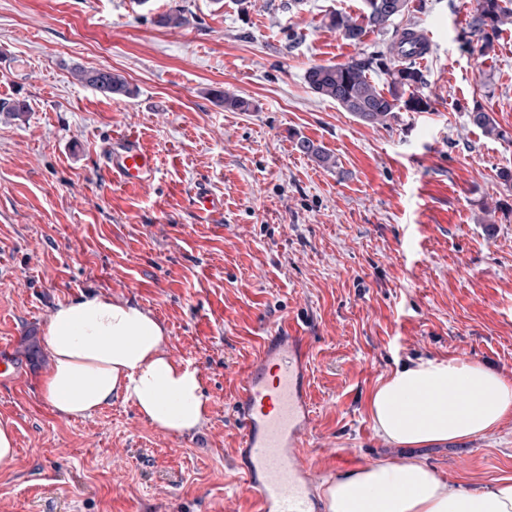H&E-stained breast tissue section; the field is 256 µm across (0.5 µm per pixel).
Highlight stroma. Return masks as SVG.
<instances>
[{
  "label": "stroma",
  "instance_id": "stroma-1",
  "mask_svg": "<svg viewBox=\"0 0 512 512\" xmlns=\"http://www.w3.org/2000/svg\"><path fill=\"white\" fill-rule=\"evenodd\" d=\"M476 0H409L437 45L420 65L430 107L388 126L308 87L315 64L384 50L329 24L362 0H0V342L23 379L0 386L16 456L0 512H248L233 468V404L265 336L310 347L313 468L329 476L401 449L376 434L370 398L417 359L479 361L512 379V26L489 53L458 34ZM184 10L188 25L159 26ZM109 68L110 98L74 79ZM222 90L249 98L224 109ZM480 104L505 136L485 137ZM134 134L159 169L139 192L106 181L104 142ZM306 137L336 158L300 153ZM205 187L220 213L192 204ZM96 293L149 310L166 350L197 369L207 420L174 435L129 402L59 416L41 387V337L58 304ZM454 483L512 477V415L491 433L413 451ZM74 76L80 83L90 86L109 97H129L134 93L126 78L121 74L112 72L110 69L85 70L76 68Z\"/></svg>",
  "mask_w": 512,
  "mask_h": 512
}]
</instances>
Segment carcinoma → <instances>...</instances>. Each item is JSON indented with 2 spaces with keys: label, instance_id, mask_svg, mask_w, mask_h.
Wrapping results in <instances>:
<instances>
[{
  "label": "carcinoma",
  "instance_id": "1",
  "mask_svg": "<svg viewBox=\"0 0 512 512\" xmlns=\"http://www.w3.org/2000/svg\"><path fill=\"white\" fill-rule=\"evenodd\" d=\"M409 10V0H363L362 22L336 12L330 16V25L340 30L351 42L361 40L365 28L371 27L385 31L394 26L392 41L405 43L408 50L395 53L391 62H386V54L380 52L369 58L352 59L345 63L315 64L305 73V81L313 92L336 102L344 111L350 113L364 124L386 126L397 119L398 112H425L429 102L424 93L426 80L416 66L415 56L420 54L416 48L419 39L416 27L409 23L403 27L394 25V21ZM157 23L163 27L180 28L190 23L182 10H173L158 16ZM512 24V0H477L476 7L468 15L466 26L462 28L461 40L467 46L477 45L482 52L493 49V39L501 27ZM382 68L388 76L387 88H379L371 80L369 71ZM75 78L109 97H129L134 90L126 78L106 69H75ZM224 108L238 112H248L252 106L250 100L226 92L218 93ZM470 124L481 130L486 136L504 138V133L492 113L477 105L468 112ZM296 147L303 154L314 159L326 168L336 166L335 157L309 139L300 138Z\"/></svg>",
  "mask_w": 512,
  "mask_h": 512
}]
</instances>
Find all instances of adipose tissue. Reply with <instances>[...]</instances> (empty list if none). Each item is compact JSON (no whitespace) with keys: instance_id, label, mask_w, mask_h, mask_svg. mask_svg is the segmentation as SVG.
Listing matches in <instances>:
<instances>
[{"instance_id":"ef3b65f1","label":"adipose tissue","mask_w":512,"mask_h":512,"mask_svg":"<svg viewBox=\"0 0 512 512\" xmlns=\"http://www.w3.org/2000/svg\"><path fill=\"white\" fill-rule=\"evenodd\" d=\"M166 330L129 301L87 294L58 305L43 336L53 369L43 398L62 416L82 417L120 399L169 433L207 419L196 369L172 360ZM512 412V380L478 362L418 359L373 392L370 413L389 444L418 448L494 431ZM329 512H512V478L471 488L425 463L378 460L327 482Z\"/></svg>"}]
</instances>
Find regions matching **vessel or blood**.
<instances>
[{
  "label": "vessel or blood",
  "mask_w": 512,
  "mask_h": 512,
  "mask_svg": "<svg viewBox=\"0 0 512 512\" xmlns=\"http://www.w3.org/2000/svg\"><path fill=\"white\" fill-rule=\"evenodd\" d=\"M105 177L135 190L153 184L156 153L138 136L111 138L101 152ZM305 337L278 328L266 337L245 371L234 402L240 429L236 471L255 512H317L315 489L324 483L304 450L313 415ZM22 374L9 345L0 346V383Z\"/></svg>",
  "instance_id": "b4317fda"
}]
</instances>
